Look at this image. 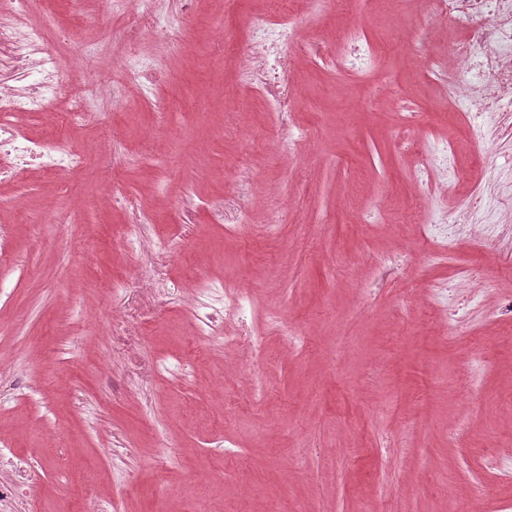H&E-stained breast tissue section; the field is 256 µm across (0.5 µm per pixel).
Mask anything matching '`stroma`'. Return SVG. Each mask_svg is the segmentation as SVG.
Segmentation results:
<instances>
[{"instance_id": "1", "label": "stroma", "mask_w": 512, "mask_h": 512, "mask_svg": "<svg viewBox=\"0 0 512 512\" xmlns=\"http://www.w3.org/2000/svg\"><path fill=\"white\" fill-rule=\"evenodd\" d=\"M250 2L197 0L186 16L170 0L176 38L136 46L164 83L127 88L117 107L98 101L102 124L69 131L92 158L110 142L111 171L50 175L33 163L0 182L15 201L0 210V449L39 475L14 512H81L93 500L123 512H512V482L490 464L512 443V334L479 310L446 342L426 317L435 285L468 288L458 264H482L492 307L512 295V268L470 236L454 263L429 260L404 230L424 194L399 146L408 125L430 124L474 180L496 178L510 196L512 138L478 145L454 113L430 111L435 90L418 84L405 47L406 30L427 22L420 9L388 20L376 0H354L341 14L322 5L303 15L308 51L290 79L306 141L288 149L281 115L238 82L246 52L222 63L213 54L222 32L243 35ZM26 23L45 29L62 83L90 86L124 67L121 17L90 2L52 0ZM352 27L376 37L378 66L364 76L328 64ZM92 29L108 49L76 61ZM391 85L407 92L404 107ZM239 193L254 227L236 236L213 211ZM127 197L152 215L134 250L113 236L136 219ZM375 204L388 229L363 222ZM169 236L181 249L164 257ZM403 250L413 260L402 269L370 260ZM231 276L263 320L288 322L304 345L270 327L256 369L244 349H225L239 331L224 318ZM193 307L212 313L218 335H197ZM126 314L146 317V328L114 335ZM474 336L486 359L470 377ZM183 358L188 370L171 374Z\"/></svg>"}]
</instances>
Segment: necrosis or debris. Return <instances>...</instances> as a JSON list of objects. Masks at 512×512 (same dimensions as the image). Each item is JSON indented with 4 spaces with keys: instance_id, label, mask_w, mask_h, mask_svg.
<instances>
[{
    "instance_id": "necrosis-or-debris-1",
    "label": "necrosis or debris",
    "mask_w": 512,
    "mask_h": 512,
    "mask_svg": "<svg viewBox=\"0 0 512 512\" xmlns=\"http://www.w3.org/2000/svg\"><path fill=\"white\" fill-rule=\"evenodd\" d=\"M27 4L28 0H0V176L16 173L31 162L49 172L83 166L84 155L70 142L29 138L17 123L23 113L50 111L51 93L65 99L68 122L84 124L100 118L95 109L98 93L81 85L57 87L44 55V34L25 23ZM424 5L431 21L424 30L427 39H435L441 30L447 35L445 48L426 57L419 56L416 40L408 42L421 75L442 88L433 109L487 115L512 112V0H424ZM300 17L295 10L277 16L263 9L251 10L245 17L246 43L256 55V64L243 72L242 80L265 94L279 112L296 109L288 69L293 50L300 46L295 26ZM333 62L353 74L370 73L376 66L371 40L363 33L350 32L337 47ZM412 150L417 180L444 192L466 179L446 139L417 138ZM417 230L431 257L443 264L464 227L455 223L453 214L428 209L420 213ZM485 299L482 288L472 289L463 301L455 289H434L431 303L443 310L442 338L455 339L468 311L483 306ZM224 316L238 321L243 329L242 335L225 337V345L246 343L260 350V336L250 332L256 310L244 289L225 287Z\"/></svg>"
}]
</instances>
